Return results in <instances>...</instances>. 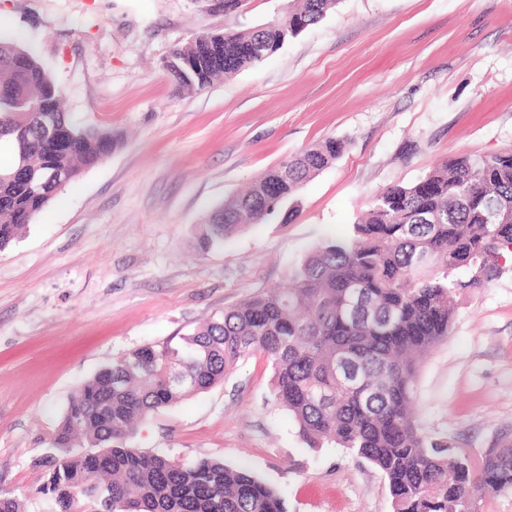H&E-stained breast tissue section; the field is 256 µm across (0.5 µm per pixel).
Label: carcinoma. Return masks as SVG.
I'll use <instances>...</instances> for the list:
<instances>
[{
    "instance_id": "1",
    "label": "carcinoma",
    "mask_w": 512,
    "mask_h": 512,
    "mask_svg": "<svg viewBox=\"0 0 512 512\" xmlns=\"http://www.w3.org/2000/svg\"><path fill=\"white\" fill-rule=\"evenodd\" d=\"M242 0H224V32L201 30L171 50L176 93L204 89L263 61L319 23L336 0H295L264 24L229 23ZM121 142L107 127L79 125L38 58L0 39V250L14 242L60 187ZM343 145L328 139L281 161L213 209L201 248L251 224L295 212L302 183L332 163ZM499 205L488 218L486 202ZM512 248V148L456 154L420 180L392 185L372 200L346 241L315 247L289 286L224 310L178 345L149 344L101 368L77 390L49 443L44 490L54 512H288L281 495L246 468L218 459L180 463L129 446L151 413L208 390L258 352L271 361L276 402L310 449L336 444L385 478L393 512H458L473 487L512 491V445L479 465L445 439L422 434L412 401L417 360L448 336L457 283L453 270L483 273ZM360 288L377 317L352 318Z\"/></svg>"
}]
</instances>
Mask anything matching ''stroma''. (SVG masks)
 Wrapping results in <instances>:
<instances>
[{
	"mask_svg": "<svg viewBox=\"0 0 512 512\" xmlns=\"http://www.w3.org/2000/svg\"><path fill=\"white\" fill-rule=\"evenodd\" d=\"M224 21L214 0H0V36L38 56L74 119L124 139L0 251V493L24 512H52L45 448L100 368L285 284L314 247L350 238L385 187L512 147V0H338L271 57L175 94L164 59ZM329 138L343 150L301 187L290 223L201 251L214 207ZM491 265L477 286L454 271L468 287L415 394L421 432L475 463L512 440V249ZM131 445L248 467L288 512H393L367 461L306 447L260 353L149 415Z\"/></svg>",
	"mask_w": 512,
	"mask_h": 512,
	"instance_id": "obj_1",
	"label": "stroma"
}]
</instances>
